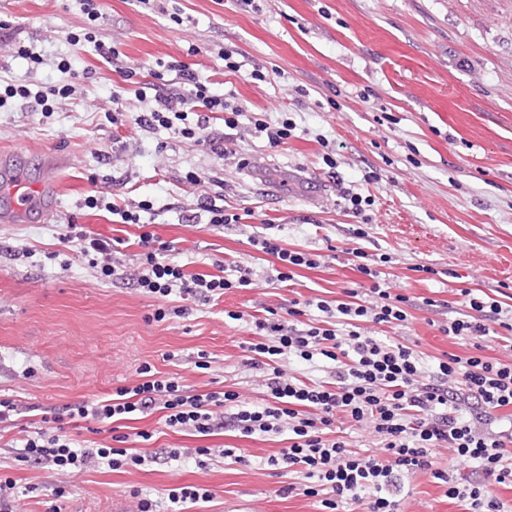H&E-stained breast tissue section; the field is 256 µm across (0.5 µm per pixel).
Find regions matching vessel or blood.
I'll list each match as a JSON object with an SVG mask.
<instances>
[{
    "instance_id": "obj_1",
    "label": "vessel or blood",
    "mask_w": 512,
    "mask_h": 512,
    "mask_svg": "<svg viewBox=\"0 0 512 512\" xmlns=\"http://www.w3.org/2000/svg\"><path fill=\"white\" fill-rule=\"evenodd\" d=\"M0 222L21 224L33 211L53 206L52 186L47 179H33L23 168L0 160Z\"/></svg>"
}]
</instances>
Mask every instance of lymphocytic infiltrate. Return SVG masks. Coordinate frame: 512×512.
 <instances>
[{"label": "lymphocytic infiltrate", "mask_w": 512, "mask_h": 512, "mask_svg": "<svg viewBox=\"0 0 512 512\" xmlns=\"http://www.w3.org/2000/svg\"><path fill=\"white\" fill-rule=\"evenodd\" d=\"M166 70L171 78L156 92L153 106L136 115L139 127L163 129L202 145L205 130L219 112L225 129L234 131L236 138L262 133L275 148L293 137L297 125L292 118L272 124L255 117L250 125H242V106L211 94L208 80L188 64L173 60ZM342 197L359 220L351 232L359 242L352 250L353 268L371 298L362 300L358 289L346 287L332 300L315 297L301 305L289 301L284 320L253 317L256 340L248 346L244 366L258 373L262 403H243L234 390L197 392L176 379L156 376L145 365L138 384L118 388L112 399L74 404L70 418L117 422L137 411L157 409L176 433L287 435V446L269 456L267 466L304 474L310 481L306 495L320 498L326 512H338L346 504L358 512H396L402 473L430 470L433 453L446 450L475 463L482 475L481 480L462 483L438 473L447 497L461 502L463 512H503L487 485L512 483V428L494 432L490 426L501 410L512 408V352L501 357L449 354L431 365L410 346L376 335L375 326L406 325L408 298L387 286L385 268L391 256L370 254L361 246L372 222L366 212L371 199L350 191ZM249 242L276 260V279L282 283L292 281L296 270L327 264L325 255L284 248L275 237L253 235ZM72 243L101 277H122L161 297L178 295L180 306L155 309L152 318L159 322L182 317L186 301H215L226 291L254 283V269L241 264L234 265L231 278L187 273L173 257V242L149 232L140 235V251L129 263L118 258L117 247L109 241L81 233ZM461 294L462 307L441 325L443 334L480 339L495 326L512 333L511 303L479 288H465ZM310 307L322 312V319L305 320ZM319 356L334 361L331 380H303L284 368L287 361L311 363ZM345 421L368 429L377 451L355 449L347 435L338 434V424ZM128 440L121 434L115 446L79 449L66 436L41 428L23 438L22 448L25 459L65 476L103 462L115 470L143 465L144 457L128 450Z\"/></svg>", "instance_id": "lymphocytic-infiltrate-1"}]
</instances>
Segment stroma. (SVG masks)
<instances>
[{"mask_svg":"<svg viewBox=\"0 0 512 512\" xmlns=\"http://www.w3.org/2000/svg\"><path fill=\"white\" fill-rule=\"evenodd\" d=\"M98 2L101 16L92 22L80 0H0V24L11 37L0 49V81L32 92L0 108V157L32 175L48 173L56 202L50 215L0 223V398L22 409L15 426H0V479L15 483L16 512H127L131 491L161 501L165 489L185 484L214 494L190 512H322L297 474L261 468L280 441L175 433L158 411L116 427L74 422L66 411L135 385L144 365L196 390L232 389L246 403L259 402L242 365L252 335L229 314L252 313L260 301L277 312L296 297L333 299L358 281L344 187L373 200L364 247L392 256L393 292L452 302L461 288L493 296L500 284L512 286V0H259L257 13L239 0ZM87 29L117 47V64L99 61L91 43H70ZM19 45L40 54L42 64L23 59ZM228 49L242 54L239 72L224 69ZM63 59L70 73L58 71ZM175 59L246 113L288 114L295 138L275 149L259 137L240 140L222 157L223 121L208 129L206 148L129 120L113 141L112 92L124 84L122 67L135 62L154 72ZM257 67L264 80L252 78ZM66 83L73 93L52 112L37 106L35 92ZM328 141L339 146L332 167L324 162ZM52 155L65 164L48 172ZM242 159L247 167H239ZM190 171L198 184L186 182ZM371 171L380 181H365ZM94 193L120 207L146 200L151 208L140 224H124L105 206L85 207ZM203 193L223 196L248 231L183 223V208ZM74 223L128 244L145 223L174 241L188 272L213 274L235 261L261 277L255 287L189 302L183 317L157 322L154 310L180 298L101 278L66 240ZM270 230L283 247L328 255L327 266L301 270L290 286L265 281L269 264L248 238ZM409 312V324L387 329L388 339L429 361L473 353L472 341L433 326L434 312ZM201 352L208 368L195 365ZM47 412L60 416L68 438L91 448L111 445L114 431L145 430L152 439L137 448L149 458L162 448L201 445L237 456L202 467L103 465L63 479L20 456L21 430L41 427ZM432 472L403 475L398 512H462ZM288 485L292 493L282 494Z\"/></svg>","mask_w":512,"mask_h":512,"instance_id":"1","label":"stroma"}]
</instances>
